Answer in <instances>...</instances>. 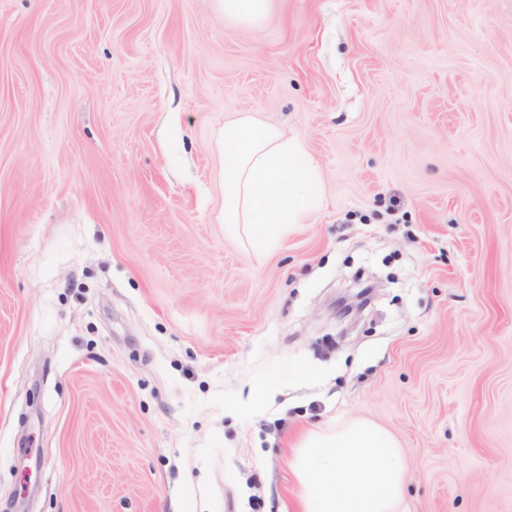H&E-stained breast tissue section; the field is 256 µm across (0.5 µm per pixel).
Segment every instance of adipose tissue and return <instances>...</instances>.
<instances>
[{"label": "adipose tissue", "mask_w": 512, "mask_h": 512, "mask_svg": "<svg viewBox=\"0 0 512 512\" xmlns=\"http://www.w3.org/2000/svg\"><path fill=\"white\" fill-rule=\"evenodd\" d=\"M297 512H397L405 472L394 437L357 419L338 431H313L293 465Z\"/></svg>", "instance_id": "1"}]
</instances>
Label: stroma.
<instances>
[{"label": "stroma", "instance_id": "obj_1", "mask_svg": "<svg viewBox=\"0 0 512 512\" xmlns=\"http://www.w3.org/2000/svg\"><path fill=\"white\" fill-rule=\"evenodd\" d=\"M242 112L325 187L271 250ZM358 418L403 512H512V0H0V512H294ZM224 20L258 26L268 16L273 0H215Z\"/></svg>", "mask_w": 512, "mask_h": 512}]
</instances>
